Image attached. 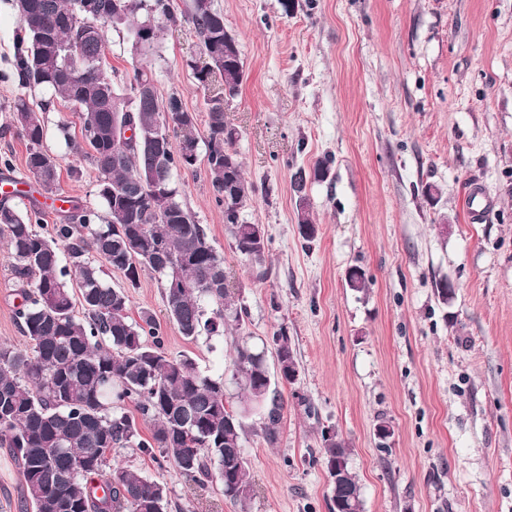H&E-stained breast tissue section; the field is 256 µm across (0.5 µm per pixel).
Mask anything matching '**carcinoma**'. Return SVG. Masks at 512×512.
Returning a JSON list of instances; mask_svg holds the SVG:
<instances>
[{
	"label": "carcinoma",
	"mask_w": 512,
	"mask_h": 512,
	"mask_svg": "<svg viewBox=\"0 0 512 512\" xmlns=\"http://www.w3.org/2000/svg\"><path fill=\"white\" fill-rule=\"evenodd\" d=\"M16 0L19 54L12 77L23 89L51 93L69 105L81 124L77 149L98 174L101 210L68 200L50 232L31 223L42 202L55 199L60 158L44 146L48 100L22 94L11 122L28 144L26 167L37 190L21 210L0 203V237L21 285L16 317L29 347L0 344V447L9 449L21 476L20 512H169V489L139 471L112 464V455L137 448L162 466L171 464L200 488L212 478L224 498L246 505L252 483L242 446L245 419L264 417L269 442L282 418L281 393L273 387L265 350L243 341L235 347L231 381L238 407L226 405L224 379L201 374L185 355L169 356L153 315L130 313L129 289L148 269L164 281L166 315L192 341L241 327L245 309L229 300L224 257L181 199L176 176L199 160L197 118L180 100L159 98L154 75L133 67L129 98L117 93L106 58L105 27L124 29L141 56L153 51L162 29L185 22L196 33L202 87L219 75L224 86L205 101V158L214 198L235 250L260 264L268 239L261 224H246L248 196L243 163L234 149L236 129L224 119V98L238 96L245 72L237 38L225 39L224 13L212 0H192L177 15L173 0ZM154 18L146 36L141 28ZM133 126L132 136L125 129ZM158 177L166 191H150ZM301 238L318 227L306 196L297 200ZM123 273L126 287L104 278L103 264ZM346 284L368 288L365 272L352 266ZM82 316H77L76 306ZM283 355L279 379L298 375L287 328L273 333ZM132 405L151 425L140 434L123 412ZM324 462L336 467L331 512H364L361 487L348 465L349 448L336 433L321 432Z\"/></svg>",
	"instance_id": "carcinoma-1"
}]
</instances>
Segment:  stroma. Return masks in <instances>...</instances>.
Listing matches in <instances>:
<instances>
[{
  "label": "stroma",
  "mask_w": 512,
  "mask_h": 512,
  "mask_svg": "<svg viewBox=\"0 0 512 512\" xmlns=\"http://www.w3.org/2000/svg\"><path fill=\"white\" fill-rule=\"evenodd\" d=\"M240 45L245 78L224 106L253 191L242 219L269 239L263 263L236 252L207 165L177 176L183 201L224 258L230 297L247 310L240 330L190 341L170 323L162 281L143 271L132 316L153 314L170 356L205 375L231 372L235 342L271 346L287 325L299 375L281 385L285 407L268 442L260 415L245 421L254 495L225 500L173 466L127 449L124 465L166 484L171 512H330L321 432L347 444L365 512H512V0H213ZM14 0H0V162L35 180L26 144L8 127L19 95ZM112 80L133 75L126 32L108 30ZM146 60L160 98L204 117L208 96L189 25L161 34ZM79 138L60 100L46 112V145L61 155V193L94 209L97 173L59 136ZM330 158L306 192L317 238L295 222L291 175ZM483 186L484 218L467 219L466 192ZM361 267L367 291L347 287ZM453 293L439 297L436 285ZM21 302L0 247V342L23 349ZM392 434L380 443L375 428Z\"/></svg>",
  "instance_id": "1"
}]
</instances>
